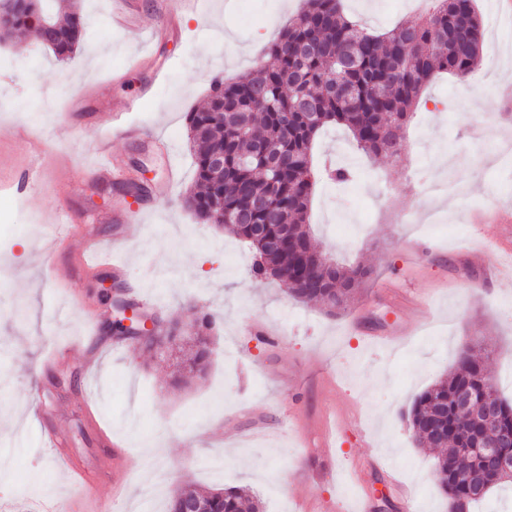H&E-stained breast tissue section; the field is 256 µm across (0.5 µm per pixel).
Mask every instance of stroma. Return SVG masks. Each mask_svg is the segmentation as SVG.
I'll return each instance as SVG.
<instances>
[{
	"mask_svg": "<svg viewBox=\"0 0 512 512\" xmlns=\"http://www.w3.org/2000/svg\"><path fill=\"white\" fill-rule=\"evenodd\" d=\"M475 0L482 18L498 16L496 36H483L476 74L485 93L464 98L462 85L438 75L423 90L399 157H369L340 126L323 130L314 155L354 168L353 184L318 182L308 212L315 244L351 266L370 267L351 309L331 316L295 302L272 279L248 272V247L211 224L198 223L179 201L194 178L188 112L204 106L214 76L237 78L266 58L303 6L290 0H200L150 44V65L136 67L138 46L109 24L113 0H74L85 28L66 60L31 43H0V212L11 215L0 238V512L72 490L52 471L53 452L40 441L47 423L72 462L99 475L112 512H166L183 482L203 488L243 486L264 512H348L367 497V512H405L383 484L393 476L412 494L415 512H444L434 479V452L417 448L405 413L414 399L454 366L466 341L490 352L488 371L512 400V287H479V268L465 252L486 236L512 247V223L487 207L512 206V12ZM346 14L373 31L412 15V0H343ZM151 95L127 119L165 138L172 155L147 141L111 143L126 179L110 192L88 178L99 135L113 104ZM453 166L439 169V154ZM181 169L168 196L144 223L106 217L132 197L127 181H165ZM427 178L457 179L465 196L441 207L419 195ZM75 213L74 246L94 238L111 245L140 284L143 310L178 321L193 335L198 313L216 315L213 354L203 377L173 386L169 357L107 327L113 288L46 249L49 219ZM97 332L85 335L88 314ZM266 335H255L253 324ZM66 365H51L55 348ZM98 364L85 371L84 360ZM342 410L340 444L325 446L321 422ZM130 449L139 470L114 468L108 442Z\"/></svg>",
	"mask_w": 512,
	"mask_h": 512,
	"instance_id": "35a3bbf8",
	"label": "stroma"
}]
</instances>
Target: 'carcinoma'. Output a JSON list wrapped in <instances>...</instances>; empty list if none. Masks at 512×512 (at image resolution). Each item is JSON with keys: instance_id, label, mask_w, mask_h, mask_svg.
Returning a JSON list of instances; mask_svg holds the SVG:
<instances>
[{"instance_id": "carcinoma-1", "label": "carcinoma", "mask_w": 512, "mask_h": 512, "mask_svg": "<svg viewBox=\"0 0 512 512\" xmlns=\"http://www.w3.org/2000/svg\"><path fill=\"white\" fill-rule=\"evenodd\" d=\"M434 2L432 10L375 34L345 15L341 0H307L270 47L266 63L232 81L214 79L206 104L188 114L195 187L181 204L202 224L214 223L220 212L230 216L224 230L251 249L252 277L291 281L288 295L331 314L350 305L367 271L346 268L317 249L306 224L317 182L314 142L334 123L351 132L363 154L397 156L409 114L434 76L470 78L482 47L474 0ZM82 30L80 16L61 14L57 0H0V40L29 41L62 61L76 49ZM307 98L309 110L302 108ZM285 228L281 247L269 249L266 239ZM196 323L179 371L201 376L215 317L201 312ZM487 381L485 355L463 344L448 377L422 392L407 415L416 445L441 449L434 475L448 512H471L497 488L512 485V476L492 480L482 458L454 435L460 424L449 409L461 385L472 390L478 412L488 401L500 409L490 429L469 420L470 435L488 440L497 431L512 434V402ZM185 498L209 512H264L259 498L241 490L204 491L191 483L178 486L169 512H178Z\"/></svg>"}]
</instances>
